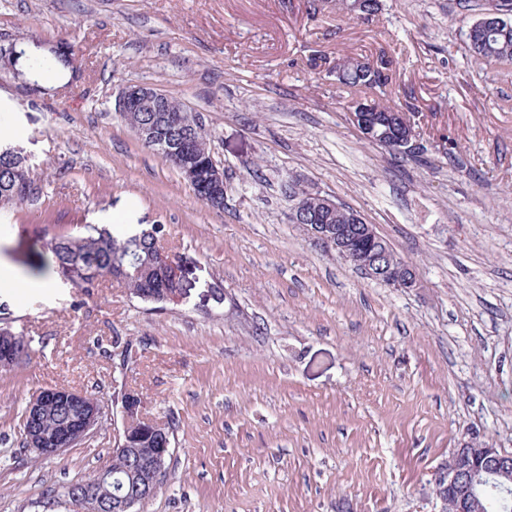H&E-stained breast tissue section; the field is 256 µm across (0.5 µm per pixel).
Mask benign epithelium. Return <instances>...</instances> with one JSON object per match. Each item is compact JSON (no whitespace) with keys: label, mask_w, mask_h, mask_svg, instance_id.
Here are the masks:
<instances>
[{"label":"benign epithelium","mask_w":512,"mask_h":512,"mask_svg":"<svg viewBox=\"0 0 512 512\" xmlns=\"http://www.w3.org/2000/svg\"><path fill=\"white\" fill-rule=\"evenodd\" d=\"M169 101L170 97L152 84L132 83L119 97L117 111L125 118L136 112H156L158 120L171 129L191 124L187 114L171 110ZM133 131L141 142L155 145L160 152L183 156L187 170H195L190 140L166 139L161 135V128L152 121L135 122ZM221 180L222 170L216 167L206 181L195 185L199 190L197 197L205 200L212 193L218 194ZM313 197L318 199V209L297 206L293 214H304V224L309 226L315 240L361 269V273L370 279L404 291L419 287L412 267L397 259L389 242L374 225L362 223L357 214L352 224H320L319 209L331 210L336 207V201L318 193ZM19 350L15 339L1 347L0 369L12 367L18 359ZM48 403L75 406L79 408V415L50 435L26 429L29 450L43 457L59 456L82 441L96 429L102 415L99 399L68 388L51 387L33 395L27 404L28 416L38 419ZM139 403L138 396L132 393H124L121 399L123 432L118 439V447L128 458L130 488L112 503V512H137V507L156 492L163 473L167 449L158 448L152 457L145 458L140 449L134 447L136 440L130 425L138 418ZM438 480L447 484L441 512H486V488L497 491L505 502L512 498V456L498 448L464 441L449 454L448 464L439 473Z\"/></svg>","instance_id":"benign-epithelium-1"}]
</instances>
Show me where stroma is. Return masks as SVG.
Segmentation results:
<instances>
[{
	"instance_id": "1",
	"label": "stroma",
	"mask_w": 512,
	"mask_h": 512,
	"mask_svg": "<svg viewBox=\"0 0 512 512\" xmlns=\"http://www.w3.org/2000/svg\"><path fill=\"white\" fill-rule=\"evenodd\" d=\"M489 2L380 0L351 18L336 0H0L1 49L61 42L80 71L40 95L0 62V132L42 186L0 211V270L33 282L0 287V318L29 343L0 369V512H61L53 496L110 461L126 392L174 434L140 512H440L453 448L512 452V74L476 65L467 42ZM342 49L389 61L423 160L350 122ZM136 82L198 115L223 210L121 119ZM293 188L357 211L419 288L323 251L290 220ZM79 224L164 225L189 301L155 309L125 284L86 293L39 268ZM50 387L95 391L103 414L38 460L19 451L22 414Z\"/></svg>"
}]
</instances>
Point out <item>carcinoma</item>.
<instances>
[{
  "label": "carcinoma",
  "instance_id": "carcinoma-1",
  "mask_svg": "<svg viewBox=\"0 0 512 512\" xmlns=\"http://www.w3.org/2000/svg\"><path fill=\"white\" fill-rule=\"evenodd\" d=\"M356 0H338V9L350 16H370L378 10V0H363L364 9L353 8ZM472 56L483 65L512 66V19L504 17V9L494 8L477 20L476 28L468 32ZM15 60L25 59L27 68L34 69L47 79L59 77L68 67L65 54L56 51L49 55H28L21 51ZM338 81L350 90L351 99H361L370 107L375 135L370 142L384 148L393 156L404 155V146L392 143L393 129L400 136L411 133L410 117L393 102L383 103L367 96L373 88L392 84L389 67L383 64L372 66L343 54L336 64ZM24 180L30 186L28 194L16 191L15 182ZM40 188L33 176L30 157L25 148L9 138L0 139V210L18 208L34 201ZM354 210L336 203V210L326 214L328 224H349ZM76 231L69 235L53 238L48 250L57 271L74 287L86 292L97 287L105 277L124 270L121 282L141 302L162 308L169 297L182 293V285L170 280L166 272L156 265L155 260L165 235V227L157 224L153 233L142 232L118 237L102 224H77ZM70 415V410L48 404L44 407L39 421L23 416V426L40 429L42 432L60 425ZM126 457L119 450H113L112 462L106 470L109 477L101 480L89 478L64 488L63 503L74 512H102L101 504L112 501L122 494Z\"/></svg>",
  "mask_w": 512,
  "mask_h": 512
}]
</instances>
